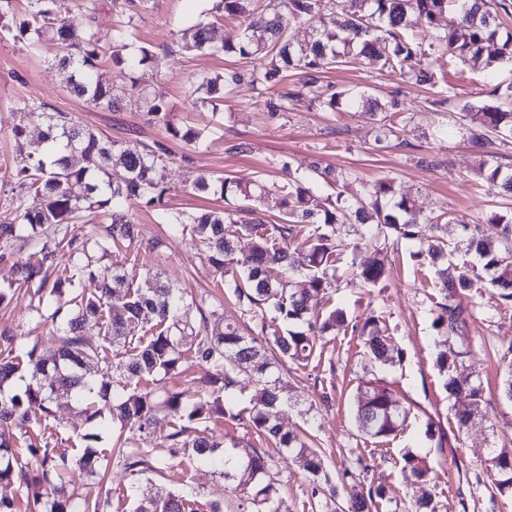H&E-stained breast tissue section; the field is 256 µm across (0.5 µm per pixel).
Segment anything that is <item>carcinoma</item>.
<instances>
[{"instance_id":"1","label":"carcinoma","mask_w":512,"mask_h":512,"mask_svg":"<svg viewBox=\"0 0 512 512\" xmlns=\"http://www.w3.org/2000/svg\"><path fill=\"white\" fill-rule=\"evenodd\" d=\"M28 4L30 18L15 27L14 39L30 46L47 37L61 41L69 53L60 59L59 66L71 91L98 108H120L127 90L115 87L97 64V0H81L79 7L85 15L81 28L62 16L59 0H28ZM211 14L238 18L245 28L236 41L227 42L217 35L215 22L200 19L183 33L184 47L203 54H231L241 61L251 60L253 65L230 67L222 76L203 78L192 92L195 103L215 109L235 85L247 82L268 90L296 76L298 92L266 98L270 116L304 95L321 99L327 112L369 105L371 111L382 113L380 129L385 138L407 125L401 103L393 99L380 104L364 90L332 92L320 84V74L368 56L381 67L397 69L414 83L430 87L443 103L452 86L439 78L434 68L438 53L490 72L498 62L512 59V32L500 35L489 0H281L280 11L272 15L255 12L253 0H214ZM291 24H305L311 29L309 39L296 47L286 38ZM416 24L427 30L430 40L407 35ZM112 41L120 48L113 62L131 72L161 62L159 53L137 45L128 28L113 30ZM266 57L269 63L256 64ZM136 105L151 121L161 124L170 138L187 145L201 142L200 130L170 122L161 97L140 94ZM18 110L19 123L13 129L16 138L26 134L24 119L37 111L45 117L47 131L40 150L17 159L10 175L16 188L12 201L20 211L21 224L0 225V259L12 260L14 271L12 284L0 289V304L12 300L16 286L34 289L36 314L41 318L44 306L54 307L51 320L62 318L63 336L57 354L45 358L35 347L18 350L10 335L0 334V407L6 410L0 415L1 426L25 432L31 410L37 409L41 434L52 436L57 431L52 403L60 395L72 398L90 419L101 416L96 403H109L112 420L141 436L150 434L156 416L163 413L173 423L166 436L172 451L221 467L224 477L235 483L254 512H280L276 489L266 479L265 457L258 453L240 458L229 448L218 451L220 443L207 435V423L214 417L246 422L302 464L312 476V494L326 487L335 490V481L317 451L300 434L282 430L276 420L277 408L284 400L283 388L278 380L270 379L271 363L265 357L264 344L271 342L281 357L306 365L315 355L318 338L347 324L343 312L334 309L324 314L309 305V292L336 287L335 262L342 225L374 224L398 239L419 243L414 257L429 258L435 268L441 301L436 303L432 326L441 337L469 341L467 297L477 280H487L501 303L512 305V261L508 259L512 255V219L497 211L465 227V254L475 255V264L455 262L454 250L448 249L445 238H431V232L447 227L451 220L443 214L422 215L392 180L364 184L347 196L345 190L357 176L349 173L338 177L317 162L306 173L294 172L290 163L282 162L285 182L281 185L269 186L261 180L243 182L231 175L202 176L195 182V190L224 199L239 198L245 205L173 211L165 203L166 143L153 140L129 146L113 141L96 129L76 124L67 112L46 111L43 103L25 102ZM446 118L477 147L494 135L512 137V105L484 100L466 104ZM76 185L84 187L83 193H75ZM273 194L277 196L280 222L268 224L258 217L256 204ZM132 202L151 209L172 233L187 235L203 248L224 289L257 319L259 331L245 335L237 326L209 328L203 304L185 302L173 285L162 281L159 270L145 262L135 263L129 271L97 265L91 245L103 254L113 247L138 245V226L129 211ZM93 212L107 218L102 234L91 238L74 232L85 214ZM245 214L250 218H243ZM25 237L41 241L40 249L28 256L15 249V243ZM243 237L251 240L246 251L238 249ZM269 264L283 267L287 279H269ZM61 266L66 276L51 279ZM384 274V260L379 258L359 270V276L373 286ZM86 275L98 281L94 295L79 288ZM299 277L305 279L307 287H293L292 280ZM145 311L152 313V318L143 317ZM269 316L288 329H270ZM89 324L99 327L103 344L94 346L84 336ZM352 330L375 359L393 361L394 346L379 317H367L352 325ZM191 361L215 369L201 381L198 396L168 388L160 392L139 388L146 377L183 373ZM101 363L106 373L100 376ZM440 367L447 373L448 392L470 401L469 410L456 417L461 433L481 412L482 388L456 359L444 357ZM23 369L29 378L24 389L5 391V385ZM241 375H249L255 382L245 417L229 409L223 399L235 390ZM220 391L224 395H218ZM407 417L393 390L375 383L360 393L354 420L361 434L387 442L403 430ZM97 438L96 433L83 434L86 445L71 459L65 454L55 456L31 442L25 450H15L11 436L0 433V484L16 481L25 487L39 512H107L109 499L77 502L63 485L54 482L61 472L73 467L88 476L100 474L104 458L91 445ZM124 447L118 441L112 453L130 475H141L148 464L145 455L127 452ZM403 461V468L421 491L415 512H436L430 491L434 486L431 468L416 456H406ZM486 463L496 475L491 499L512 496V450L495 449ZM383 495L382 487L371 485L366 494L344 506V512H371ZM191 510V500L150 482L134 506V512Z\"/></svg>"}]
</instances>
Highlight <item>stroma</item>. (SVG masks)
<instances>
[{
	"instance_id": "obj_1",
	"label": "stroma",
	"mask_w": 512,
	"mask_h": 512,
	"mask_svg": "<svg viewBox=\"0 0 512 512\" xmlns=\"http://www.w3.org/2000/svg\"><path fill=\"white\" fill-rule=\"evenodd\" d=\"M98 26L102 35L98 64L111 74L116 86L136 78L140 88L160 94L173 118L203 130L202 145L189 146L167 140L163 127L149 122L133 99L109 111L73 96L54 65L57 47L44 40L38 49L14 40L0 30V224H14L18 212L11 202L8 175L19 152L34 150L45 129L42 119H29L24 141H16L12 129L18 121L17 107L35 101L70 113L75 122L98 129L113 140L133 146L140 142L166 140L171 155L164 171L170 190L169 208L194 210L216 206V199L197 196L193 184L198 176L232 174L246 181L263 176L278 182L283 178L282 161L305 170L318 160L336 172L354 173L363 183L391 178L411 197L423 213H447L449 243L463 238L464 225L495 209L502 201L498 183L478 176L480 163L488 167L512 166V140L493 141L472 148L453 126L444 125L441 115L456 112L466 103L485 99V70L440 57L439 75L448 78L454 92L443 109H435L427 89L406 82L399 71H381L370 62L348 64L324 74L334 90L363 89L374 98L399 97L411 118L399 138L378 141L379 116L359 107L345 112H324L309 100L269 118L263 110L264 91L249 84L239 85L218 108L195 105L193 82L203 76L223 73L230 59L224 55H200L181 49L182 31L206 14L211 0H100ZM131 24L139 45L162 53L161 67H139L135 73L112 62V31ZM335 135H328V128ZM250 150L237 152L236 144ZM435 164L422 166L421 158ZM142 242L163 240L161 255H145L163 281L179 288L185 299L207 298L211 327L224 324L249 325L243 306L225 293L219 276L201 251L188 238L171 234L157 223L154 213L139 206L132 209ZM342 247L336 261V286L328 293L311 294L310 303L320 311H343L349 324L320 341L308 365L279 358L277 350L266 349L267 358L277 363V373L289 396L277 420L283 430L305 432L313 448L322 454L325 466L337 476L334 498L312 496L307 473L287 452L235 421L209 422L210 439L245 457L260 453L268 461L269 476L282 500L283 512H337L340 504L366 492L369 485L383 486L386 494L377 512H411L416 490L403 470V458H423L434 470L433 493L438 512H512V499L490 500L494 480L484 459L492 448H512V400L502 393L505 376L503 358L512 345V306L499 303L485 282H475L469 294V344L444 341L432 328L435 304L440 294L434 286V270L416 260L415 244L386 234L371 235L366 224H349L341 230ZM387 254L385 280L376 286L356 274L369 263L376 249ZM31 290L20 288L10 304L0 306V333L13 335L20 349L37 347L52 356L60 345L51 319L35 318ZM379 316L391 343L399 351L397 361L374 359L350 327L351 322ZM461 352L465 364L479 378L486 399L476 424L466 432L456 428L457 412L463 406L449 396L445 375L438 366L440 355ZM383 382L394 391L409 417L403 431L387 443H375L354 422V396L359 386ZM52 408L60 423L50 440L56 452L75 454L80 434L97 430L98 447L109 453L119 425L111 419L90 425L73 400L57 398ZM171 429L167 416H158L151 438L133 435L128 449L142 448L150 457L164 459L162 469L151 472L155 484L195 501L198 512H208L218 501L224 512H243L240 494L232 481L218 470L183 456H171L165 440ZM364 463L356 478L345 470ZM67 490L78 500L109 497L108 512H132L136 489L120 462H111L104 477L89 478L74 472Z\"/></svg>"
}]
</instances>
